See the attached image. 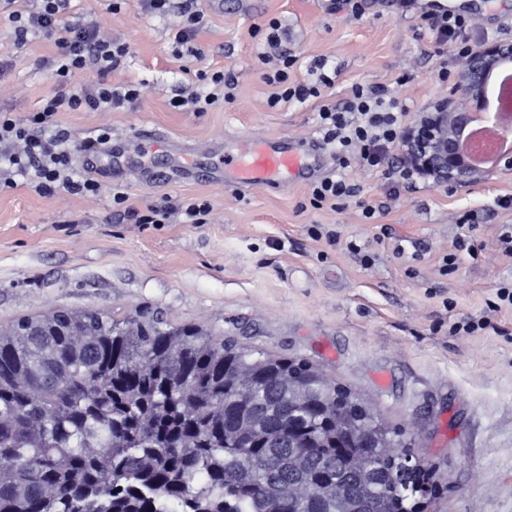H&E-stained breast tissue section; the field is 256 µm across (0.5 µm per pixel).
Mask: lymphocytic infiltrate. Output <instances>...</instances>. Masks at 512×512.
<instances>
[{
	"mask_svg": "<svg viewBox=\"0 0 512 512\" xmlns=\"http://www.w3.org/2000/svg\"><path fill=\"white\" fill-rule=\"evenodd\" d=\"M16 0H0L9 11L17 44L27 42L29 33L38 32L53 39L57 54L47 65L55 88L42 109L27 121L15 119L11 113H0V189L16 186L25 180L42 196L61 192L89 196L97 194L99 184L90 178H75L69 143L70 130L58 124L61 112H99L118 109L137 101L141 89L134 84L112 85L108 76L119 69L130 54L129 46L104 34L99 21L73 22L69 19L72 0H36L32 9L19 10ZM146 14L166 17L178 16L180 22L173 28L176 49L186 50L193 57L202 51L194 40L204 23V15L197 0H141ZM434 41L437 53L459 57L475 47L470 29L472 20L463 14L444 8L428 10L422 16ZM288 30L280 21L268 24L264 50L259 59L271 65L266 74L268 84L274 85L269 104L293 101L303 103L320 97L325 88L334 83L325 68V60L315 61L309 81H290L289 72L297 64L296 55L288 52L285 44ZM93 72L95 82L77 84V76ZM198 89L175 87L169 100L172 107L191 106L193 111L205 112L233 97L235 80L223 71H198ZM405 108L399 106L386 87L358 86L349 100L341 105L325 104L319 109V130L325 144L334 150L341 167L358 162L372 171L395 168L397 183L409 186L416 182L417 172L408 164L393 166L389 152L401 143ZM124 192H115L112 203L120 216L135 224H204L212 212L209 200L190 198L176 205L147 206L143 209L127 206Z\"/></svg>",
	"mask_w": 512,
	"mask_h": 512,
	"instance_id": "1",
	"label": "lymphocytic infiltrate"
}]
</instances>
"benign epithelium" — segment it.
Returning <instances> with one entry per match:
<instances>
[{
  "label": "benign epithelium",
  "mask_w": 512,
  "mask_h": 512,
  "mask_svg": "<svg viewBox=\"0 0 512 512\" xmlns=\"http://www.w3.org/2000/svg\"><path fill=\"white\" fill-rule=\"evenodd\" d=\"M512 61L511 41H491L479 49L463 56L460 61L457 79L452 96L428 106L419 112L415 124L403 135L404 158L424 177L450 189L470 187L491 173V170L477 166L467 150L471 130L479 118L491 73L505 63ZM355 404L351 397L336 399V444L345 448L360 437V445L375 449V454L391 461H399L409 469H419V462L413 454L400 449L394 441L375 443L370 431L351 432L349 407ZM295 424L281 433L280 440L290 448L297 449L292 456L297 470L306 468V455L300 449L306 444L296 438Z\"/></svg>",
  "instance_id": "benign-epithelium-1"
}]
</instances>
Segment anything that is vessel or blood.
<instances>
[{
	"instance_id": "vessel-or-blood-1",
	"label": "vessel or blood",
	"mask_w": 512,
	"mask_h": 512,
	"mask_svg": "<svg viewBox=\"0 0 512 512\" xmlns=\"http://www.w3.org/2000/svg\"><path fill=\"white\" fill-rule=\"evenodd\" d=\"M309 157V151L294 141L243 139L235 151L225 153L224 167L236 182L276 187L290 178L304 179Z\"/></svg>"
}]
</instances>
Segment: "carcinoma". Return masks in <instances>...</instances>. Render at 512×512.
I'll return each instance as SVG.
<instances>
[{"label":"carcinoma","mask_w":512,"mask_h":512,"mask_svg":"<svg viewBox=\"0 0 512 512\" xmlns=\"http://www.w3.org/2000/svg\"><path fill=\"white\" fill-rule=\"evenodd\" d=\"M287 364L147 310L116 319L63 308L0 325V512H291L289 449L270 437L288 426V391L320 399L334 383L298 360L287 389ZM226 370L261 381L250 400L263 426L246 444L224 408L235 390ZM299 427L333 488L301 476L307 512H348L334 488L359 490L355 452L336 447V424L319 410ZM424 480L380 463L363 512H420Z\"/></svg>","instance_id":"carcinoma-1"}]
</instances>
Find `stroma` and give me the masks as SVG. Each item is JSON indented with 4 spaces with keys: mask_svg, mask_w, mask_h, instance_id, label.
<instances>
[{
    "mask_svg": "<svg viewBox=\"0 0 512 512\" xmlns=\"http://www.w3.org/2000/svg\"><path fill=\"white\" fill-rule=\"evenodd\" d=\"M109 0H73L74 15L97 19L129 44L112 84L134 83L141 97L112 112H63L75 142L109 131L108 152L89 173L94 196L39 195L29 184L0 190V324L58 307L121 317L150 309L170 323L194 324L216 338L303 359L355 392L383 420L404 431L407 447L430 476L425 512H512V307L491 310L496 288L512 280L500 248L512 211V172L451 190L430 179L394 190L387 173L358 164L327 174L357 193L336 209L304 203L312 181L275 191L207 180L212 144L233 138L318 134L321 104H340L352 86L379 84L412 112L448 98V57L437 54L420 9L394 0H361L362 15L328 14L326 0H199L205 23L195 42L202 58L174 55V17H150L139 0L111 12ZM473 39L512 41V0H464ZM288 27V50L306 79L309 63L327 59L336 78L321 98L270 107L274 88L258 59L269 20ZM51 39L17 45L0 16V110L23 119L54 90L43 61ZM222 70L235 98L206 112L176 110L173 88L191 73ZM156 130L169 148L140 155L139 129ZM195 146L196 176H176L172 143ZM142 208L190 197L213 207L206 224H134L118 216L112 192ZM385 210L366 223L360 203ZM468 223H459V216ZM390 225L391 236L380 233ZM336 239H329V232ZM475 256L440 275L457 237ZM490 328L453 332L455 322Z\"/></svg>",
    "mask_w": 512,
    "mask_h": 512,
    "instance_id": "obj_1",
    "label": "stroma"
}]
</instances>
